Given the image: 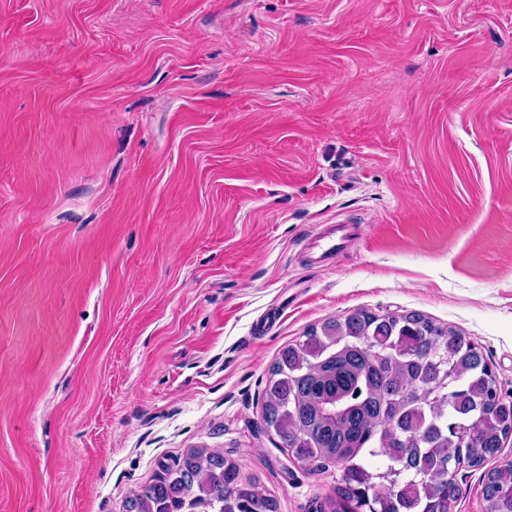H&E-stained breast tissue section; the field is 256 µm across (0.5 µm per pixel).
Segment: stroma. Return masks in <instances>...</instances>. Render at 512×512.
Instances as JSON below:
<instances>
[{"mask_svg": "<svg viewBox=\"0 0 512 512\" xmlns=\"http://www.w3.org/2000/svg\"><path fill=\"white\" fill-rule=\"evenodd\" d=\"M356 309L512 400V0H0V512H125L192 448L334 497L262 398Z\"/></svg>", "mask_w": 512, "mask_h": 512, "instance_id": "1", "label": "stroma"}]
</instances>
